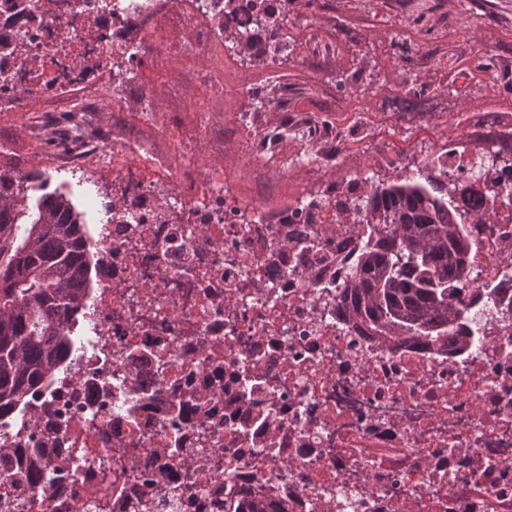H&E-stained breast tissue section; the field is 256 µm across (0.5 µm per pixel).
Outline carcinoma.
I'll return each mask as SVG.
<instances>
[{
    "label": "carcinoma",
    "mask_w": 512,
    "mask_h": 512,
    "mask_svg": "<svg viewBox=\"0 0 512 512\" xmlns=\"http://www.w3.org/2000/svg\"><path fill=\"white\" fill-rule=\"evenodd\" d=\"M293 12L295 0H280L278 10H258L251 18L257 26H269L275 51H288L290 64L297 62L295 54L306 40L290 32ZM224 49L242 62L261 65L238 32L224 33ZM400 60L404 74L395 101L408 112L418 111L419 101L441 90L416 72L424 60L436 67L446 63L448 71L464 77L463 84L451 81L446 87L455 97L471 94L480 74L512 95V77L498 71L501 56L492 50L435 47ZM379 66L378 57L360 48L349 68L331 72V81L347 91L360 79L371 93L382 89ZM494 125L474 140L477 152L466 147L459 152L475 176L512 172V130L498 131ZM424 180L375 178L363 200L341 209L361 226L341 309L348 320L380 338L451 343L461 353L473 341L468 298L474 242L465 224H485L497 209L468 197L463 182L448 179L446 171ZM5 198L11 202L0 207V413L25 403L30 391L50 378L72 342L91 281L85 225L69 199L45 194L37 212L28 213L19 194L0 193V200Z\"/></svg>",
    "instance_id": "carcinoma-1"
}]
</instances>
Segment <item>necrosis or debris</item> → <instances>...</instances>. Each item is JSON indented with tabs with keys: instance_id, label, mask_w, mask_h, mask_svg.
<instances>
[{
	"instance_id": "4bbe7bcc",
	"label": "necrosis or debris",
	"mask_w": 512,
	"mask_h": 512,
	"mask_svg": "<svg viewBox=\"0 0 512 512\" xmlns=\"http://www.w3.org/2000/svg\"><path fill=\"white\" fill-rule=\"evenodd\" d=\"M182 16L190 35L174 53L160 37ZM228 28L268 60L262 83L214 72L200 91L236 99L242 162L327 171L367 143L381 168L437 153L456 168L447 146L408 153L369 113L318 126L281 109L267 92L287 86V66L225 0H0V111H21L24 92L64 100L39 123L54 133L44 169L120 184L100 203L111 221L97 227L87 330L25 406L0 414V447L47 464L12 500L25 512H236L254 495L286 512H512V318L485 317L463 354L349 324L353 225L317 193L302 210L246 204L122 77L210 56ZM106 96L116 113L136 105L172 151L105 138ZM273 121L300 145L294 159L258 152ZM469 230L476 285L512 308V204Z\"/></svg>"
}]
</instances>
